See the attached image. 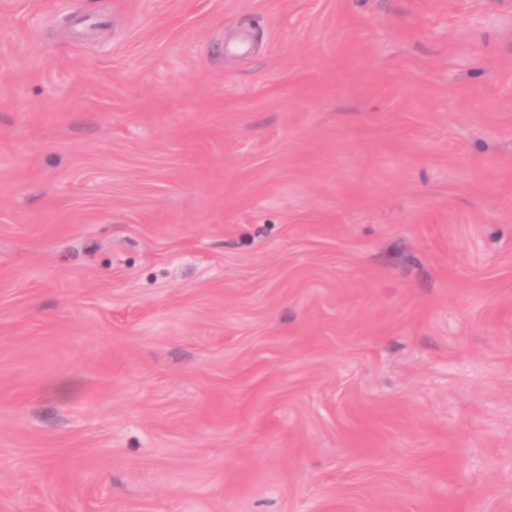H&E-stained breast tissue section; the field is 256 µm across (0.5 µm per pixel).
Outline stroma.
Returning <instances> with one entry per match:
<instances>
[{"label": "stroma", "mask_w": 512, "mask_h": 512, "mask_svg": "<svg viewBox=\"0 0 512 512\" xmlns=\"http://www.w3.org/2000/svg\"><path fill=\"white\" fill-rule=\"evenodd\" d=\"M0 512H512V0H0Z\"/></svg>", "instance_id": "stroma-1"}]
</instances>
